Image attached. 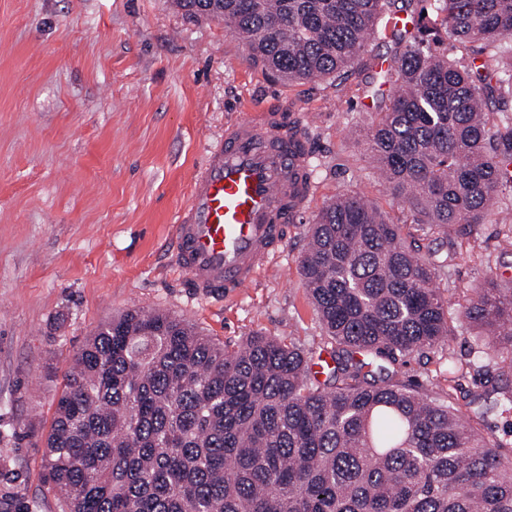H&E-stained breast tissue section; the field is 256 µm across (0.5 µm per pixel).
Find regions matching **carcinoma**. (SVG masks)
<instances>
[{"mask_svg": "<svg viewBox=\"0 0 512 512\" xmlns=\"http://www.w3.org/2000/svg\"><path fill=\"white\" fill-rule=\"evenodd\" d=\"M224 22L249 59L288 81L325 79L365 48L387 0H173ZM391 92L366 151L412 223L470 243L512 186V116L485 110L512 91V0H430L399 32ZM483 41L509 62L460 66L437 47ZM358 194L319 211L299 259L329 337L312 355L255 334L239 349L162 311L105 322L64 375L41 460L60 512H512V286L491 277L457 310L497 352L476 356L468 413L366 371L451 345L436 281L444 261Z\"/></svg>", "mask_w": 512, "mask_h": 512, "instance_id": "obj_1", "label": "carcinoma"}]
</instances>
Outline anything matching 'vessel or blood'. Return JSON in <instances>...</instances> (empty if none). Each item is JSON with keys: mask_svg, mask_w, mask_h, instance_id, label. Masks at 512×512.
<instances>
[{"mask_svg": "<svg viewBox=\"0 0 512 512\" xmlns=\"http://www.w3.org/2000/svg\"><path fill=\"white\" fill-rule=\"evenodd\" d=\"M304 130L301 115L283 129L257 109L207 145L173 235L175 264L197 294H237L283 247L285 222L312 193Z\"/></svg>", "mask_w": 512, "mask_h": 512, "instance_id": "1", "label": "vessel or blood"}]
</instances>
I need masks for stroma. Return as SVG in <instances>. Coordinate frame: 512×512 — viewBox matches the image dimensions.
<instances>
[{
	"label": "stroma",
	"instance_id": "35a3bbf8",
	"mask_svg": "<svg viewBox=\"0 0 512 512\" xmlns=\"http://www.w3.org/2000/svg\"><path fill=\"white\" fill-rule=\"evenodd\" d=\"M420 0L384 7L363 55L340 76L288 83L245 46L171 0H0V512H59L41 458L75 353L112 316L160 310L239 348L261 332L319 354L327 343L299 273L307 229L324 203L357 192L405 222L403 199L377 179L363 141L377 65L397 46L390 22ZM304 116L312 194L283 252L229 298H200L172 256L176 215L208 140L253 108ZM445 298L488 277L512 280V192L448 256ZM383 359L395 380L446 395L448 361L478 340Z\"/></svg>",
	"mask_w": 512,
	"mask_h": 512
}]
</instances>
